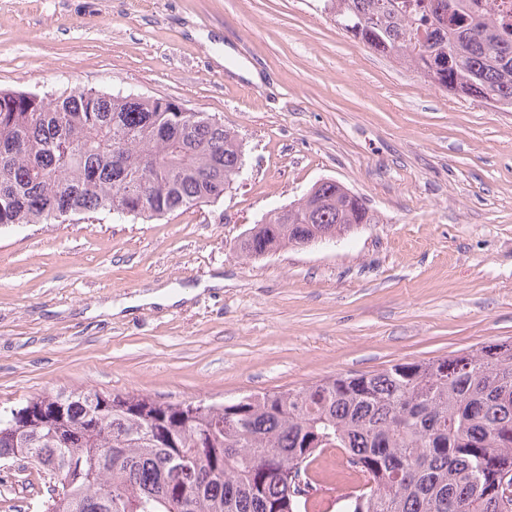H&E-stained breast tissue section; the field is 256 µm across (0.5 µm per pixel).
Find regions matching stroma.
<instances>
[{"label": "stroma", "mask_w": 512, "mask_h": 512, "mask_svg": "<svg viewBox=\"0 0 512 512\" xmlns=\"http://www.w3.org/2000/svg\"><path fill=\"white\" fill-rule=\"evenodd\" d=\"M76 86L215 116L245 166L215 204L0 230V406L221 402L512 340V112L429 85L317 0H0V90ZM322 180L371 223L242 257ZM162 288L177 303L125 305ZM42 486L1 465L0 512H40Z\"/></svg>", "instance_id": "obj_1"}]
</instances>
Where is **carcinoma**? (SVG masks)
<instances>
[{"label":"carcinoma","mask_w":512,"mask_h":512,"mask_svg":"<svg viewBox=\"0 0 512 512\" xmlns=\"http://www.w3.org/2000/svg\"><path fill=\"white\" fill-rule=\"evenodd\" d=\"M321 3L432 86L512 110V25L477 0ZM243 166L234 132L169 99L0 91V229L99 210L159 218L220 200ZM292 207L293 223L261 221L240 253L372 221L334 183ZM331 448L371 485L345 493L343 512H512V342L223 403L89 388L0 407V460L43 471V512H307L301 481Z\"/></svg>","instance_id":"obj_1"}]
</instances>
